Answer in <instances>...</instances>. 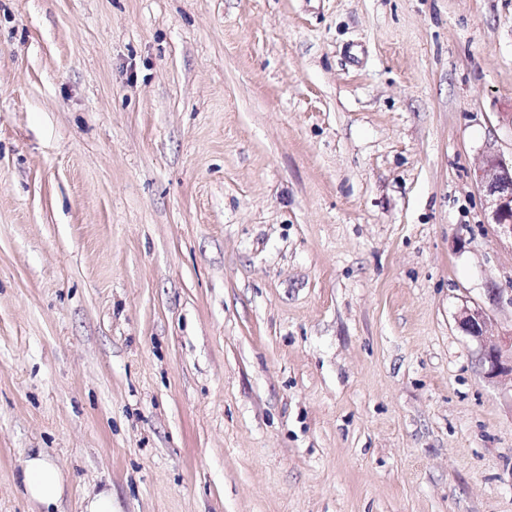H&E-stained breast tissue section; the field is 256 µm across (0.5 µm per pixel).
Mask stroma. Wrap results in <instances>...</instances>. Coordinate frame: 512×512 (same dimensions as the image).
<instances>
[{
  "mask_svg": "<svg viewBox=\"0 0 512 512\" xmlns=\"http://www.w3.org/2000/svg\"><path fill=\"white\" fill-rule=\"evenodd\" d=\"M512 0H0V512H512ZM476 181L485 195L488 224L512 241V158L487 152L476 169ZM488 321V310L480 306L464 308L458 317L462 330L482 346V362L486 368V375L490 378L510 376L512 381V357L508 360L503 354L504 348L512 351V331L500 336L497 342H488L486 339ZM64 476L42 452L30 453L23 464L17 488L39 512H60Z\"/></svg>",
  "mask_w": 512,
  "mask_h": 512,
  "instance_id": "35a3bbf8",
  "label": "stroma"
}]
</instances>
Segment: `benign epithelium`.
I'll return each mask as SVG.
<instances>
[{
    "label": "benign epithelium",
    "mask_w": 512,
    "mask_h": 512,
    "mask_svg": "<svg viewBox=\"0 0 512 512\" xmlns=\"http://www.w3.org/2000/svg\"><path fill=\"white\" fill-rule=\"evenodd\" d=\"M476 181L485 195L488 223L497 228L504 238L512 239V158L489 151L476 169ZM489 312L483 307L464 308L458 323L462 330L482 346V362L491 378L512 377V359L504 357L503 350H512V332L499 340L486 339Z\"/></svg>",
    "instance_id": "7a95c632"
}]
</instances>
